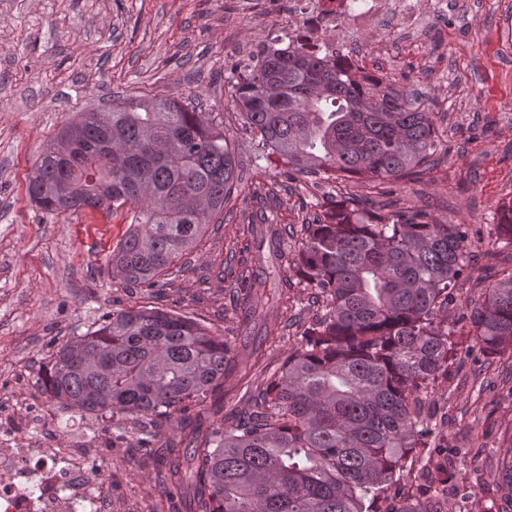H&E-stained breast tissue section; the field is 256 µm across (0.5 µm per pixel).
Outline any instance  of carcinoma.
<instances>
[{
  "label": "carcinoma",
  "mask_w": 512,
  "mask_h": 512,
  "mask_svg": "<svg viewBox=\"0 0 512 512\" xmlns=\"http://www.w3.org/2000/svg\"><path fill=\"white\" fill-rule=\"evenodd\" d=\"M360 72L298 42L236 64L225 80L259 159L276 156L290 173L400 180L437 152L435 113ZM238 180L218 117L164 95L66 119L26 191L50 215L123 210L112 274L150 289L224 215ZM497 229L512 244V202L500 206ZM246 235L281 265L239 300L244 323L259 303L290 301L286 288L268 293L283 269L325 302L247 416L198 421L185 444L160 443L158 420L180 424L207 404L221 414L224 382L248 373L223 336L158 307L114 309L58 344L40 372L45 392L134 430L165 484L192 490L187 512H434L404 496L400 477L417 461L435 494L455 478L448 450L429 447L428 397L462 346L447 323L474 264L467 225L340 202L291 243L286 227L265 219ZM460 321L471 326L467 347L512 359V270ZM498 489L512 500V437Z\"/></svg>",
  "instance_id": "carcinoma-1"
}]
</instances>
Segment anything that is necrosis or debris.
<instances>
[{
    "label": "necrosis or debris",
    "instance_id": "1",
    "mask_svg": "<svg viewBox=\"0 0 512 512\" xmlns=\"http://www.w3.org/2000/svg\"><path fill=\"white\" fill-rule=\"evenodd\" d=\"M444 10L443 0H288L274 38L355 62L370 36L388 29L401 42L419 38ZM41 425L0 407V512H111L100 496L112 481L111 434L99 448L28 447L26 434Z\"/></svg>",
    "mask_w": 512,
    "mask_h": 512
}]
</instances>
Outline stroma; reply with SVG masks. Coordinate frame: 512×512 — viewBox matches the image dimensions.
<instances>
[{
    "label": "stroma",
    "instance_id": "35a3bbf8",
    "mask_svg": "<svg viewBox=\"0 0 512 512\" xmlns=\"http://www.w3.org/2000/svg\"><path fill=\"white\" fill-rule=\"evenodd\" d=\"M447 2L446 16L421 40L368 49L367 65L397 88H415L433 109L442 141L433 168L375 188L323 173L291 181L282 164L256 163L224 69L242 43L275 30L279 10L270 0H0V398L27 410L38 397L28 372L33 359L47 358L52 344L80 335L112 308L153 305L212 327L238 353L262 345L263 371L224 388L225 414L247 411L304 325L323 313L310 289L296 285L292 303L265 305L249 330L240 328L234 300L254 252L243 227L260 194L283 198L279 221L296 229L347 196L388 217L421 209L478 229L471 248L482 255V275L511 267L512 246L497 238V210L512 202V44L502 33L512 26V0ZM157 93L219 114L242 181L223 223L208 226L163 286L145 290L113 278L108 265L127 230L123 216L47 214L29 200L26 180L69 113ZM269 322L281 325L279 340H266ZM430 399L444 416L431 442L457 449L454 466L465 478L449 490L444 512H480L495 478V450L512 437V367L471 354ZM46 408L62 426L60 441L77 448L110 425L51 402ZM112 512H185L181 500L167 499L131 433L112 450Z\"/></svg>",
    "mask_w": 512,
    "mask_h": 512
}]
</instances>
